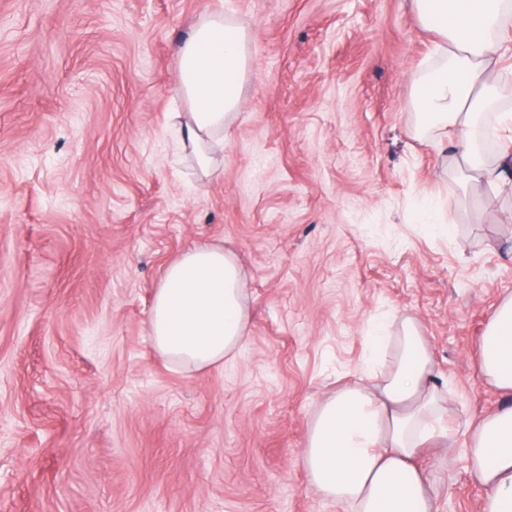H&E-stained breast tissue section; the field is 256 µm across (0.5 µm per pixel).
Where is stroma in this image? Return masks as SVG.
<instances>
[{"mask_svg": "<svg viewBox=\"0 0 512 512\" xmlns=\"http://www.w3.org/2000/svg\"><path fill=\"white\" fill-rule=\"evenodd\" d=\"M206 11L253 57L210 179L167 127ZM433 49L411 0H0V512H344L308 483V424L403 315L448 392L437 512H480L467 431L503 398L472 352L512 295V191L469 194L414 137ZM197 243L236 256L251 326L186 371L148 319Z\"/></svg>", "mask_w": 512, "mask_h": 512, "instance_id": "1", "label": "stroma"}]
</instances>
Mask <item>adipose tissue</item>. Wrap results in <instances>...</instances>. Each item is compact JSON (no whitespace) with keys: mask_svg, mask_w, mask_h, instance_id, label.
<instances>
[{"mask_svg":"<svg viewBox=\"0 0 512 512\" xmlns=\"http://www.w3.org/2000/svg\"><path fill=\"white\" fill-rule=\"evenodd\" d=\"M436 35L413 93L422 129L472 190L512 182V148L486 161L475 130L496 94L497 61L512 40V0H412ZM249 34L219 12L200 15L175 53L177 96L188 109L173 135L177 158L192 157L203 176L217 175L215 156L242 105L252 61ZM247 285L223 247L186 250L164 270L149 331L159 354L194 370L223 365L246 340ZM379 375L347 384L318 405L302 466L309 483L345 512H435L432 488L417 459L430 443L450 447L448 404L420 324L400 319L394 336L369 339ZM484 380L505 397L470 428L465 453L483 487L481 512H512V296L494 310L475 351Z\"/></svg>","mask_w":512,"mask_h":512,"instance_id":"ef3b65f1","label":"adipose tissue"}]
</instances>
